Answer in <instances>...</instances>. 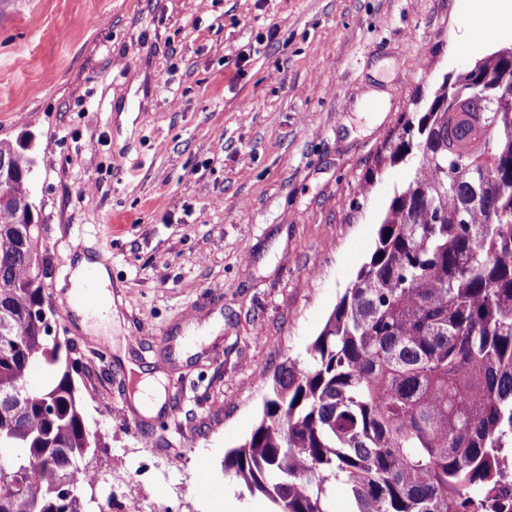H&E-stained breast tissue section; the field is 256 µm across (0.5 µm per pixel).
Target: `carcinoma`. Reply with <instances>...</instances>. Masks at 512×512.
<instances>
[{"label":"carcinoma","mask_w":512,"mask_h":512,"mask_svg":"<svg viewBox=\"0 0 512 512\" xmlns=\"http://www.w3.org/2000/svg\"><path fill=\"white\" fill-rule=\"evenodd\" d=\"M502 47L448 78L390 154L412 176L304 363L268 380L224 475L273 512H502L512 484V71ZM481 82L493 100L473 96ZM493 137L486 140L487 128ZM30 140L0 139V512H103L74 343L33 312L47 248L29 213ZM42 371L49 381L34 385Z\"/></svg>","instance_id":"cac0c4a2"}]
</instances>
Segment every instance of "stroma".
Wrapping results in <instances>:
<instances>
[{"mask_svg": "<svg viewBox=\"0 0 512 512\" xmlns=\"http://www.w3.org/2000/svg\"><path fill=\"white\" fill-rule=\"evenodd\" d=\"M493 0H0V139L27 135L50 302L90 426L172 512H269L224 477L261 376L306 348L372 253L412 167L405 117L512 44ZM83 239L122 332L61 287ZM164 375L153 417L128 364Z\"/></svg>", "mask_w": 512, "mask_h": 512, "instance_id": "obj_1", "label": "stroma"}]
</instances>
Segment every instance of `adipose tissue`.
<instances>
[{
	"label": "adipose tissue",
	"instance_id": "obj_1",
	"mask_svg": "<svg viewBox=\"0 0 512 512\" xmlns=\"http://www.w3.org/2000/svg\"><path fill=\"white\" fill-rule=\"evenodd\" d=\"M91 281L96 283L98 294L104 302L103 311L99 314L88 311L80 302L84 289ZM65 295L84 333L96 336L119 330L121 315L112 295L110 272L96 255L89 252L74 255Z\"/></svg>",
	"mask_w": 512,
	"mask_h": 512
}]
</instances>
